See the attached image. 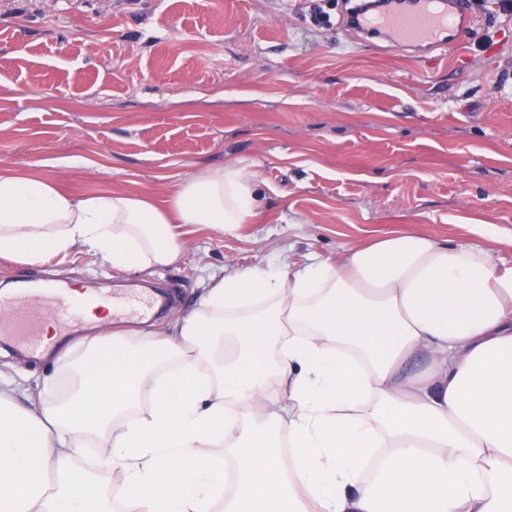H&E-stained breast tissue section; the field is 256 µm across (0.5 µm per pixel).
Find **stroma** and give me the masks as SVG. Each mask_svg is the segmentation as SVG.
<instances>
[{
    "mask_svg": "<svg viewBox=\"0 0 512 512\" xmlns=\"http://www.w3.org/2000/svg\"><path fill=\"white\" fill-rule=\"evenodd\" d=\"M308 0H0V171L63 189L163 199L202 168L241 162L261 217L185 227L182 261L115 271L72 254L0 265V286L164 289L162 323L210 276L333 258L405 228L456 244L488 225L512 261V13L486 0L455 48L424 55L342 25ZM48 357L0 347L19 389Z\"/></svg>",
    "mask_w": 512,
    "mask_h": 512,
    "instance_id": "35a3bbf8",
    "label": "stroma"
}]
</instances>
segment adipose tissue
<instances>
[{
	"instance_id": "obj_1",
	"label": "adipose tissue",
	"mask_w": 512,
	"mask_h": 512,
	"mask_svg": "<svg viewBox=\"0 0 512 512\" xmlns=\"http://www.w3.org/2000/svg\"><path fill=\"white\" fill-rule=\"evenodd\" d=\"M258 200L237 162L161 200L4 172L0 261L173 266L182 225ZM91 322L36 389L0 379V512H512V265L481 242L391 232L212 277L159 326Z\"/></svg>"
}]
</instances>
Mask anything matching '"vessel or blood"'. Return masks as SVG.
I'll return each mask as SVG.
<instances>
[{"instance_id":"obj_1","label":"vessel or blood","mask_w":512,"mask_h":512,"mask_svg":"<svg viewBox=\"0 0 512 512\" xmlns=\"http://www.w3.org/2000/svg\"><path fill=\"white\" fill-rule=\"evenodd\" d=\"M469 22L466 0H383L373 10L359 13L350 27L399 46L429 50L458 43ZM102 304L116 314H143L152 307L149 297L137 293L94 296L50 285L35 293L21 288L0 296V310L8 313L7 319H0V335L14 337L36 355L48 344L45 315H52L62 327L83 320L89 307Z\"/></svg>"}]
</instances>
